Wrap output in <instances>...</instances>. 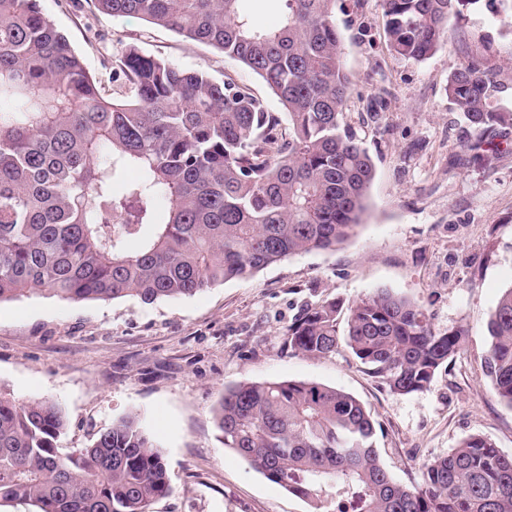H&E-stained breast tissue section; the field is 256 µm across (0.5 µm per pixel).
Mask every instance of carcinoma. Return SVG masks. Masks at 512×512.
Here are the masks:
<instances>
[{
	"label": "carcinoma",
	"instance_id": "carcinoma-1",
	"mask_svg": "<svg viewBox=\"0 0 512 512\" xmlns=\"http://www.w3.org/2000/svg\"><path fill=\"white\" fill-rule=\"evenodd\" d=\"M207 43L260 76L285 113L236 83L129 46L107 96L37 0H0V302L35 291L70 300L193 296L246 279L291 255L332 250L359 226L374 177L343 123L350 95L334 0H280L274 29L252 0H94ZM388 46L416 61L435 54L450 18L480 0H381ZM493 68L473 58L446 93L478 139L512 129L494 103ZM288 132H283V116ZM136 176L116 193L114 181ZM136 239L138 250H127ZM346 314L344 331L338 318ZM484 359L512 409V288L488 321ZM345 341L400 395L427 389L463 350L412 301L380 291L348 307L303 310L288 347L328 356ZM224 446L309 500L315 512H512V455L472 434L430 461L422 483L396 481L372 446L374 421L355 396L318 382H248L215 409ZM55 402L0 393V500L36 512H150L170 492L158 445L135 415L99 429L77 455L57 442Z\"/></svg>",
	"mask_w": 512,
	"mask_h": 512
}]
</instances>
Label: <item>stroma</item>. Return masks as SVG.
<instances>
[{
    "instance_id": "stroma-1",
    "label": "stroma",
    "mask_w": 512,
    "mask_h": 512,
    "mask_svg": "<svg viewBox=\"0 0 512 512\" xmlns=\"http://www.w3.org/2000/svg\"><path fill=\"white\" fill-rule=\"evenodd\" d=\"M39 5L105 87L113 85L114 58L133 44L233 80L281 109L260 76L211 45L101 14L94 0ZM333 12L351 82L344 122L375 165L366 211L348 240L151 304L40 292L0 303V392L60 404L64 454L87 447L112 421L139 416L172 487L151 512H312L224 447L214 410L226 388L244 382L316 381L351 393L374 420L384 467L406 485L421 483L430 459L471 434L512 454V409L482 370L488 318L512 287V149L470 150L474 132L446 94L453 71L487 54L495 101L512 109V30L504 24L512 0H481L451 20L442 48L420 62L390 51L380 0H335ZM381 289L414 302L435 332H466L460 355L424 391L393 393L347 346L311 358L285 341L302 308L327 299L349 305Z\"/></svg>"
}]
</instances>
